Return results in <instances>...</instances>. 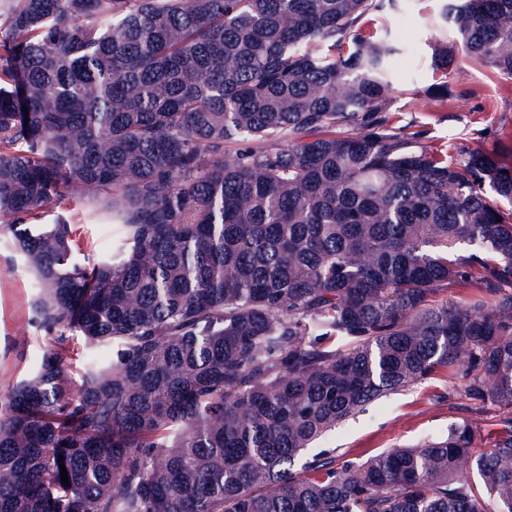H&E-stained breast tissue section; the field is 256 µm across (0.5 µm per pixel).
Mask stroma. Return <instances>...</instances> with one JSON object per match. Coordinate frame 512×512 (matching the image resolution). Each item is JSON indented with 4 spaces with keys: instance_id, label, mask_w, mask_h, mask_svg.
I'll list each match as a JSON object with an SVG mask.
<instances>
[{
    "instance_id": "1",
    "label": "stroma",
    "mask_w": 512,
    "mask_h": 512,
    "mask_svg": "<svg viewBox=\"0 0 512 512\" xmlns=\"http://www.w3.org/2000/svg\"><path fill=\"white\" fill-rule=\"evenodd\" d=\"M445 0H396L391 10L373 16L369 29L399 43L403 51L392 64L394 124L422 132V145L449 158L463 150H496L501 163L512 168V82L496 77L475 61L464 47H456L453 98L447 109L433 106L425 89L440 75L430 61V46L452 38L449 27H437ZM74 235L89 257L111 253L121 229L102 220L82 203L70 202ZM34 279L19 260L9 235H0V387L32 372L49 346V339L33 320ZM470 403L460 396L447 372L391 394L345 421L319 441L345 460L360 461L387 448L438 436L449 425L469 417Z\"/></svg>"
}]
</instances>
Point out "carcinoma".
Wrapping results in <instances>:
<instances>
[{
	"label": "carcinoma",
	"mask_w": 512,
	"mask_h": 512,
	"mask_svg": "<svg viewBox=\"0 0 512 512\" xmlns=\"http://www.w3.org/2000/svg\"><path fill=\"white\" fill-rule=\"evenodd\" d=\"M394 2L0 0V233L52 341L0 392V512H512V168L392 125ZM440 23L512 79V0ZM76 184L110 259L76 255ZM441 370L489 447L466 418L313 451Z\"/></svg>",
	"instance_id": "cac0c4a2"
}]
</instances>
